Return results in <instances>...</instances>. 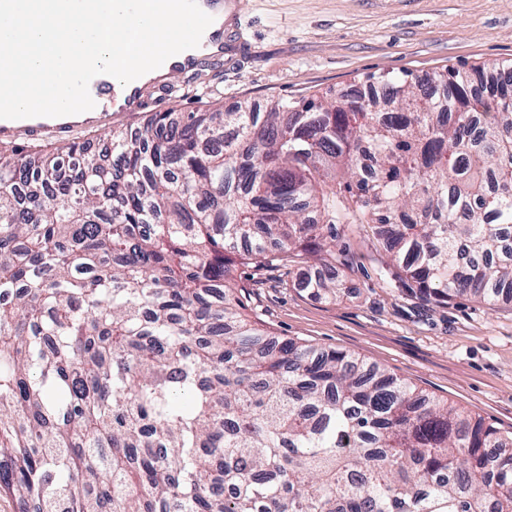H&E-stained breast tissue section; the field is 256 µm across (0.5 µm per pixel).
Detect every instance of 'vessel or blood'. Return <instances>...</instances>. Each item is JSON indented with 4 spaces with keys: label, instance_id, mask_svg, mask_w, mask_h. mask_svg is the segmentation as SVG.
Here are the masks:
<instances>
[{
    "label": "vessel or blood",
    "instance_id": "b4317fda",
    "mask_svg": "<svg viewBox=\"0 0 512 512\" xmlns=\"http://www.w3.org/2000/svg\"><path fill=\"white\" fill-rule=\"evenodd\" d=\"M200 9L210 16H223L224 29L207 38L199 51L185 56L177 54L167 61L169 75L195 70L204 60L231 55L234 45L230 35L234 31L240 12V0H197ZM145 83L135 80L129 84L99 87L96 95L102 119L129 116L144 108ZM75 128L69 120L34 117L27 119H0V137L10 140H37L42 138H68Z\"/></svg>",
    "mask_w": 512,
    "mask_h": 512
}]
</instances>
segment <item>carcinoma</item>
Segmentation results:
<instances>
[{
	"mask_svg": "<svg viewBox=\"0 0 512 512\" xmlns=\"http://www.w3.org/2000/svg\"><path fill=\"white\" fill-rule=\"evenodd\" d=\"M364 95L159 112L81 152L0 147V497L19 512H512L511 448L352 355L272 341L239 264L319 263L336 225L441 305L512 298V63Z\"/></svg>",
	"mask_w": 512,
	"mask_h": 512,
	"instance_id": "1",
	"label": "carcinoma"
}]
</instances>
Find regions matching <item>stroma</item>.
Instances as JSON below:
<instances>
[{
    "label": "stroma",
    "instance_id": "stroma-1",
    "mask_svg": "<svg viewBox=\"0 0 512 512\" xmlns=\"http://www.w3.org/2000/svg\"><path fill=\"white\" fill-rule=\"evenodd\" d=\"M247 46L203 63L151 94L156 112L233 109L285 97L350 93L370 74L423 77L463 63L512 62V0H242ZM352 259L336 265L347 290L314 298L310 267H238L243 314L274 339L295 338L379 366L435 400L512 432V300L462 296L442 305L381 278L385 255L342 224Z\"/></svg>",
    "mask_w": 512,
    "mask_h": 512
}]
</instances>
